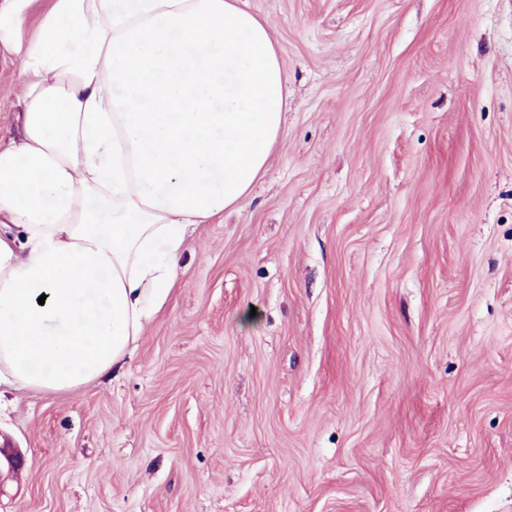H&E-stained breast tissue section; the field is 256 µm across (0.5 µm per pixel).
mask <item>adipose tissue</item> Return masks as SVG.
Returning <instances> with one entry per match:
<instances>
[{"mask_svg":"<svg viewBox=\"0 0 512 512\" xmlns=\"http://www.w3.org/2000/svg\"><path fill=\"white\" fill-rule=\"evenodd\" d=\"M0 140V384L114 374L188 237L264 175L286 85L241 0H52Z\"/></svg>","mask_w":512,"mask_h":512,"instance_id":"ef3b65f1","label":"adipose tissue"}]
</instances>
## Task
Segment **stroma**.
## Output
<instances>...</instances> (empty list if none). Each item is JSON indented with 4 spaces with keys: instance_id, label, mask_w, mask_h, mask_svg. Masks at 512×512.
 Wrapping results in <instances>:
<instances>
[{
    "instance_id": "1",
    "label": "stroma",
    "mask_w": 512,
    "mask_h": 512,
    "mask_svg": "<svg viewBox=\"0 0 512 512\" xmlns=\"http://www.w3.org/2000/svg\"><path fill=\"white\" fill-rule=\"evenodd\" d=\"M244 3L268 170L117 376L0 386V512H512V0ZM50 5L0 36L1 138Z\"/></svg>"
}]
</instances>
